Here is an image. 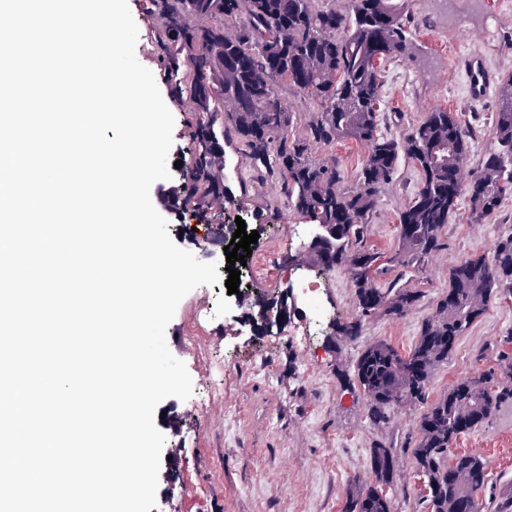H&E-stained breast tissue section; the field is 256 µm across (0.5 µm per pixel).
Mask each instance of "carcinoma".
<instances>
[{"label":"carcinoma","instance_id":"1","mask_svg":"<svg viewBox=\"0 0 512 512\" xmlns=\"http://www.w3.org/2000/svg\"><path fill=\"white\" fill-rule=\"evenodd\" d=\"M167 30L161 60L171 93L187 99L195 116L190 151L192 190L224 201V146L214 115L240 142L250 167L276 180L288 205L316 227L295 257L301 265L344 266L355 291L358 314L337 326L349 339L376 316L400 317L419 306L424 293L393 281L375 284L383 255L367 245L382 189L402 157L418 172L415 196L398 216L405 226L387 262L417 268L443 248L442 231L468 199L470 218L492 220L512 196V76L503 87L494 132L500 149L489 154L471 181L462 180L470 134L459 115L436 110L405 138L379 130L381 65L407 49L403 16L408 0H157ZM241 20L234 37L224 22ZM287 84L317 104L304 135L291 134L292 119L281 106ZM367 144L356 186L342 188L341 169L311 155L312 146L339 140ZM512 293V235L499 238L491 256L461 260L448 290L422 322L418 340L401 353L386 340L366 346L353 365L352 384L367 399L371 424L388 420L399 405H424L412 449L426 479L428 512H464L487 485L486 464L471 453H452L464 434L512 407V353L502 352L499 369L467 377L427 403L438 367L448 362L458 339L487 310L491 299ZM375 485L354 484L342 512H392L385 486L392 484L396 456L375 444L370 451Z\"/></svg>","mask_w":512,"mask_h":512}]
</instances>
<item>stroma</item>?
I'll return each mask as SVG.
<instances>
[{
  "instance_id": "1",
  "label": "stroma",
  "mask_w": 512,
  "mask_h": 512,
  "mask_svg": "<svg viewBox=\"0 0 512 512\" xmlns=\"http://www.w3.org/2000/svg\"><path fill=\"white\" fill-rule=\"evenodd\" d=\"M501 0H446L443 9L426 0H411L403 17L411 41L410 55L383 65V103L379 128L404 138L428 112L445 109L461 114L473 133L467 176L478 174L486 156L497 150L492 118L501 100V85L512 77V9ZM142 38L135 54L166 90L156 42L143 35L162 26L153 0H128ZM459 42L482 58L497 75L483 100L469 96L468 78L457 66L448 45ZM224 176L234 194L224 200V221L242 219L259 233L252 255L241 270L242 284L265 292L254 279L256 258L281 269L280 287L305 278L288 258L302 244L295 238L306 219L282 196L275 181L251 170L237 140L224 145ZM418 173L401 162L381 195L369 244L385 254L398 246V215L413 198ZM512 235V197L505 199L495 219L477 224L467 206H460L443 230L444 250L414 272L389 268L380 286L400 280L421 289L424 298L406 315L373 318L362 336L349 341L335 336L334 326L355 316L356 297L345 267L322 271L323 315L313 320L298 304L290 326L303 330L296 343L287 327L254 334L244 308L235 304L225 284L201 286L179 303L166 328V342L192 378L187 400L164 399L155 415L166 441L158 473L156 506L152 512H341L346 492L369 471L374 444L395 448L399 468L388 490L395 512H427L423 481L411 450L417 439L421 405L398 406L382 425L370 424L361 391L345 387L339 370L352 369L364 346L387 340L401 352L415 344L422 322L448 288L451 268L462 259L490 255L495 241ZM201 305L212 311L202 327L191 322ZM512 331V299H493L487 313L458 340L453 354L434 376L429 400L472 374L496 368L502 338ZM456 452L480 454L488 463L483 495L493 512L500 491L512 483V411L504 410L476 430L462 435Z\"/></svg>"
}]
</instances>
